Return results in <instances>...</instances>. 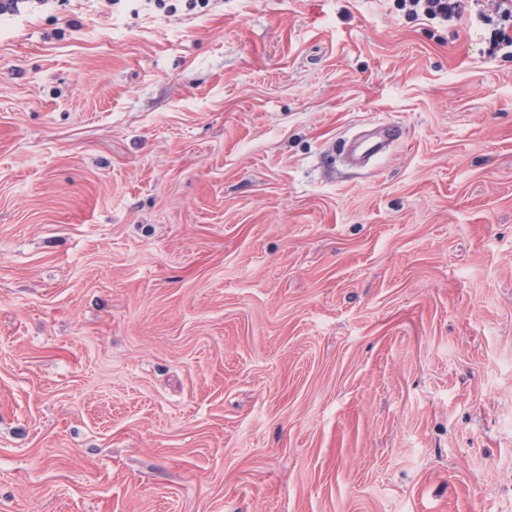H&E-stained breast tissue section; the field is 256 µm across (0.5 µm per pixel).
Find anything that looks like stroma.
Segmentation results:
<instances>
[{"instance_id": "stroma-1", "label": "stroma", "mask_w": 512, "mask_h": 512, "mask_svg": "<svg viewBox=\"0 0 512 512\" xmlns=\"http://www.w3.org/2000/svg\"><path fill=\"white\" fill-rule=\"evenodd\" d=\"M498 17L0 20V512H512Z\"/></svg>"}]
</instances>
